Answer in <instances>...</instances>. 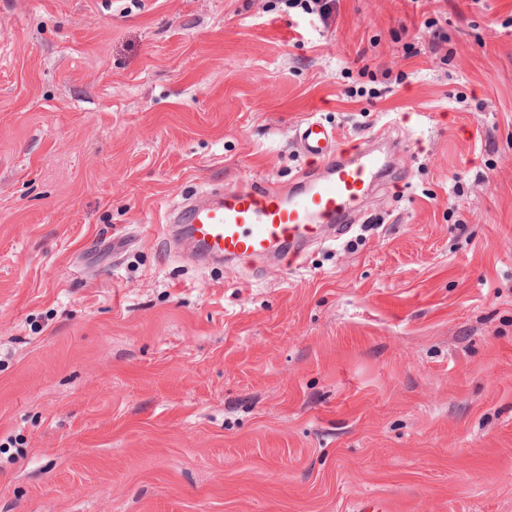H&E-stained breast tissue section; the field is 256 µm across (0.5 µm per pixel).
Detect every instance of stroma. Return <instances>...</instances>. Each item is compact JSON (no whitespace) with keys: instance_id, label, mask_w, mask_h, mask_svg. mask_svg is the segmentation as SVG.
I'll return each instance as SVG.
<instances>
[{"instance_id":"1","label":"stroma","mask_w":512,"mask_h":512,"mask_svg":"<svg viewBox=\"0 0 512 512\" xmlns=\"http://www.w3.org/2000/svg\"><path fill=\"white\" fill-rule=\"evenodd\" d=\"M389 167L301 263L167 214ZM512 512V0H0V512Z\"/></svg>"}]
</instances>
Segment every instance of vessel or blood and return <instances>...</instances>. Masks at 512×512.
I'll list each match as a JSON object with an SVG mask.
<instances>
[{"label": "vessel or blood", "instance_id": "1", "mask_svg": "<svg viewBox=\"0 0 512 512\" xmlns=\"http://www.w3.org/2000/svg\"><path fill=\"white\" fill-rule=\"evenodd\" d=\"M336 140L319 121H306L299 131L301 149L322 158L325 174L301 173L297 189L288 194L258 183L190 205L182 215L190 237L212 257L238 260L281 249L290 259L302 258L308 243L358 207L381 165L365 149L353 160L336 159Z\"/></svg>", "mask_w": 512, "mask_h": 512}]
</instances>
